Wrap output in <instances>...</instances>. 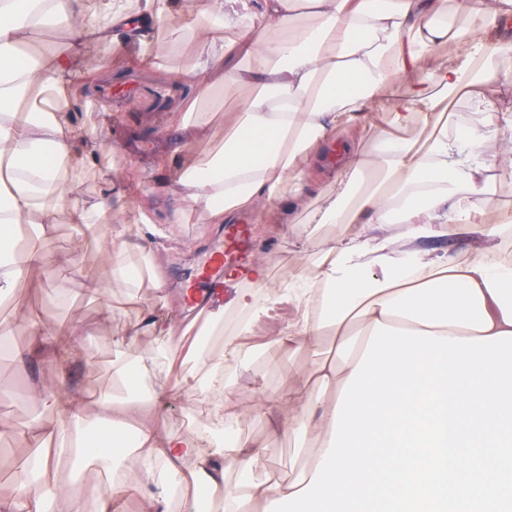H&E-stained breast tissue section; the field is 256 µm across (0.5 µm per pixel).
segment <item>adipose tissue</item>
I'll return each instance as SVG.
<instances>
[{"label":"adipose tissue","instance_id":"ef3b65f1","mask_svg":"<svg viewBox=\"0 0 512 512\" xmlns=\"http://www.w3.org/2000/svg\"><path fill=\"white\" fill-rule=\"evenodd\" d=\"M297 10L304 23L289 25V12ZM466 11L469 25L461 29L443 0H208L199 21L192 0H93L87 10L73 9L69 0H0V300L25 272L52 262L32 246L16 259L8 249L23 232L45 235L63 212L83 231L100 234L106 275L125 288L131 311H139L143 289L164 291L165 280L142 256L144 237L165 240L164 229L145 210L139 223H128L106 201L64 209L69 187L60 169L78 163L73 146L89 138L72 118L74 93L97 82L82 65L81 43L121 53L133 39L147 46L154 22L185 17L188 31L221 52L184 71L195 90L184 112L196 125L210 126L226 85L238 91L239 103L224 118L223 136L183 163L174 193L180 210L205 224L245 217L268 224L277 201L288 195L306 223L339 227L336 244L314 250L301 243V252L315 251L316 259L295 269L287 295L293 315L265 352L291 354L318 345L328 331L336 349L270 393V400L288 402L287 414L270 421L273 433L288 435L301 453L311 439L329 443L337 399L375 323L461 338L512 332V259L499 247L512 236L511 225H480L489 244L463 260L421 247L423 240L471 229L470 213L449 194L450 184L483 193L493 179L512 174V167L490 165L481 155L488 134L512 130V96L503 95L484 125L464 134H449L444 119L448 99H484L500 80L494 58L512 53L511 42L489 39L491 29L512 16V0H477ZM57 24L77 43L22 61L33 32ZM184 31H171L166 57L178 53ZM461 42L471 45L470 59L448 69L433 66L436 48ZM403 80L414 85L411 97L396 93ZM352 124L374 136V150L365 155L344 147L324 173L338 197L323 208L308 205V175L323 143L333 128ZM388 224L402 225L405 247L379 271H368L366 257L392 246L381 235ZM238 352V338L228 339L223 358ZM189 356L200 373L182 375L146 401L99 398V414L88 419L77 399L38 393L43 411L22 438L34 443L41 472L64 458L119 469L117 440L147 468L113 480L105 495L90 501L28 480L0 448V469L14 473L0 484V512L58 500L63 512H123L133 499L167 512L172 498L187 501L201 489L222 493L223 512H252L255 504L307 486L306 473L290 481L256 477L264 457L259 442L234 433V413L223 399V358L194 348ZM181 391L223 418V430L160 435L157 411Z\"/></svg>","mask_w":512,"mask_h":512}]
</instances>
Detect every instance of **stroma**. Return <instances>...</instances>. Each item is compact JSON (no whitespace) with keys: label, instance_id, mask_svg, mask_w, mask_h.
Listing matches in <instances>:
<instances>
[{"label":"stroma","instance_id":"stroma-1","mask_svg":"<svg viewBox=\"0 0 512 512\" xmlns=\"http://www.w3.org/2000/svg\"><path fill=\"white\" fill-rule=\"evenodd\" d=\"M83 60L92 73L109 68L110 77L100 82L96 100L78 102L73 114L78 126L97 130L98 138L91 143L93 161L66 176L72 188L67 197L71 203L88 206L100 200H116L120 184L107 181L101 175L102 170L109 167L132 176L144 175L142 191L146 194L156 183L174 185L180 175L181 161L206 146L213 129L223 128L225 112L237 104V92L227 87L222 92L223 110L216 113L213 128L204 129L190 121L173 125L159 98L163 90L159 82L161 73L149 65L147 57L141 54L116 56L109 46L100 45L86 48ZM114 85L129 88L131 96L124 99L123 111L108 118L97 102L110 99V88ZM499 95L500 89L495 86L489 89L486 101L456 99L446 111L449 132L482 126L490 101ZM453 192L469 209L474 223L512 222V177L496 180L487 193H473L461 183L454 185ZM154 217L160 226L167 228L169 237L160 247L145 243L144 252L160 267L168 291L161 297L143 290L141 305L165 312L180 322L191 313L183 301L181 285L196 277L199 267L223 241L224 233L217 225L196 223L192 215L177 216L174 204L166 199L156 200ZM284 230L281 224L251 227L254 251L263 253L270 264L272 283L265 295L272 299L273 308L269 316L251 323L246 354L230 374L224 399L239 413L237 430L263 443L262 453L270 468L285 479L300 468L302 462L295 458L293 443L287 436L267 435L258 415L260 393L282 388L289 372L319 359L324 349L332 348L333 342L325 340L323 346L274 362L261 354L266 342L293 314L278 294L289 272L295 269L300 253L298 247L284 240ZM48 248L55 263L52 285L64 293V300L45 304L44 294L37 287L44 273L34 269L13 290L15 309H0V326L11 330L12 342L20 347H28L35 337L27 323L16 315V308L42 310L46 328L60 332L55 339L54 353L0 365V419L9 420L20 429L41 410L39 404L25 402L28 391L52 389L67 395L84 388L95 396L124 394V387L114 383L111 369L119 341L127 340L146 355L151 354L156 344L147 330L132 333L133 316L127 313L125 306H115L112 313H105L106 303L122 293L117 284L103 282V292L97 298L80 294L79 289L86 279L101 276L103 272L104 255L98 246L80 242L76 229L61 223L54 225ZM160 416L161 430L165 433L201 432L212 424L211 415L187 394L171 398L161 408ZM49 478L56 485L75 487L78 494L88 500L101 497L107 490L98 470L75 466L66 459L60 461Z\"/></svg>","mask_w":512,"mask_h":512}]
</instances>
